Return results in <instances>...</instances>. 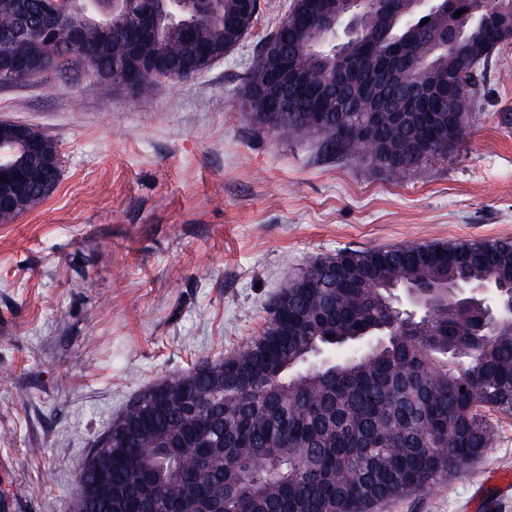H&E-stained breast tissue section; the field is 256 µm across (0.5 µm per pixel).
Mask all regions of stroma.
<instances>
[{"label": "stroma", "instance_id": "35a3bbf8", "mask_svg": "<svg viewBox=\"0 0 512 512\" xmlns=\"http://www.w3.org/2000/svg\"><path fill=\"white\" fill-rule=\"evenodd\" d=\"M205 72L130 98L76 66L0 88V120L57 144L60 179L0 224V512H72L76 471L140 391L227 357L313 259L347 246L512 241V42L481 77L447 159L400 178L260 131L250 64L291 0ZM492 448L375 512H471L512 475V417Z\"/></svg>", "mask_w": 512, "mask_h": 512}]
</instances>
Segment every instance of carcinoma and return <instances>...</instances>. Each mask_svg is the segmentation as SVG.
<instances>
[{
    "label": "carcinoma",
    "instance_id": "obj_1",
    "mask_svg": "<svg viewBox=\"0 0 512 512\" xmlns=\"http://www.w3.org/2000/svg\"><path fill=\"white\" fill-rule=\"evenodd\" d=\"M382 0L380 16L352 35L336 34L304 10L282 19L249 70L244 110L274 135L317 140L330 157L357 154L406 178L445 156L467 123H448V104L473 107L494 51L512 40V0ZM143 0H119L115 15L75 14L82 31L51 39L37 32L42 0H0V52L43 59L0 88L64 71L72 64L111 73L126 58L163 56L175 79H189L224 58L257 17L239 0H206L178 12L155 0V37L138 39ZM466 13L457 16L455 12ZM429 19L421 24L423 19ZM358 63L345 98L335 91L340 58ZM281 76L274 92L268 77ZM422 77L436 91L422 105L405 101ZM50 195L26 193L23 209ZM492 283L512 290V242L460 240L387 248L347 246L316 258L287 281L263 332L234 355L203 359L187 374L140 392L92 446L106 472L84 460L78 481L105 482L112 495L84 512H370L430 489L448 472L478 460L495 440L489 418L512 416V325L479 334V312L453 294L434 314L396 316L389 287ZM383 339L370 347L371 339ZM319 350L331 364L309 368Z\"/></svg>",
    "mask_w": 512,
    "mask_h": 512
}]
</instances>
